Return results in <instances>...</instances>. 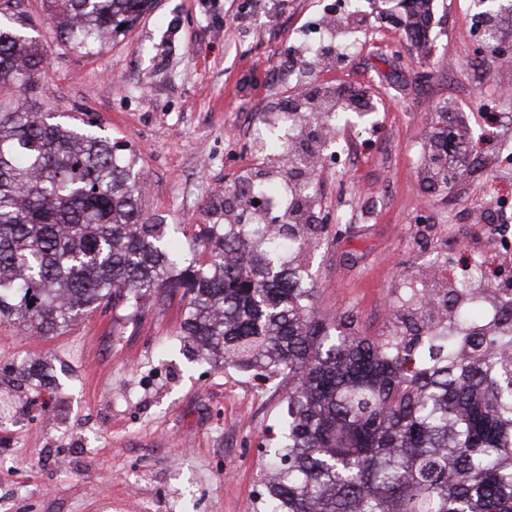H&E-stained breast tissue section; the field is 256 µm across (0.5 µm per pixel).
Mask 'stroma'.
Instances as JSON below:
<instances>
[{"label": "stroma", "mask_w": 512, "mask_h": 512, "mask_svg": "<svg viewBox=\"0 0 512 512\" xmlns=\"http://www.w3.org/2000/svg\"><path fill=\"white\" fill-rule=\"evenodd\" d=\"M432 54L418 57L405 26L370 14L356 49L312 78L324 89L366 95L371 114L346 112L335 136L353 154L315 169L312 202L329 233L311 252L314 305L365 336L388 334L410 282L448 242L456 271L481 252L469 235L491 223L512 166L500 148L512 132L486 124L484 107L512 114V67L493 63L471 30L474 0H435ZM322 0H155L153 9L92 57L53 42L43 0H0V23L47 49L41 99L78 109L121 146L144 179L139 208L154 224L206 223L211 197L235 188L267 156L248 152L242 120L291 99L301 50L296 31ZM469 129L471 163L454 186L420 180L427 145L445 124ZM363 206L336 220V199ZM180 295L144 300L139 312L84 315L56 336L0 323V392L16 412L0 421V512H263L264 450L279 442L284 384L232 368L189 362L178 331ZM50 360L49 388L27 379Z\"/></svg>", "instance_id": "1"}]
</instances>
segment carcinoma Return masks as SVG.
<instances>
[{"label": "carcinoma", "instance_id": "cac0c4a2", "mask_svg": "<svg viewBox=\"0 0 512 512\" xmlns=\"http://www.w3.org/2000/svg\"><path fill=\"white\" fill-rule=\"evenodd\" d=\"M58 44L94 55L154 0H43ZM44 49L0 25V321L49 336L98 308L139 310L182 292L192 361L286 380V443L267 450L264 512H512V295L491 296L493 334H469L465 295L410 288L388 336L313 307L305 251L320 229L282 215L250 235L224 196L191 236L141 218V181L91 121L44 109ZM446 304L456 329L438 348Z\"/></svg>", "mask_w": 512, "mask_h": 512}]
</instances>
